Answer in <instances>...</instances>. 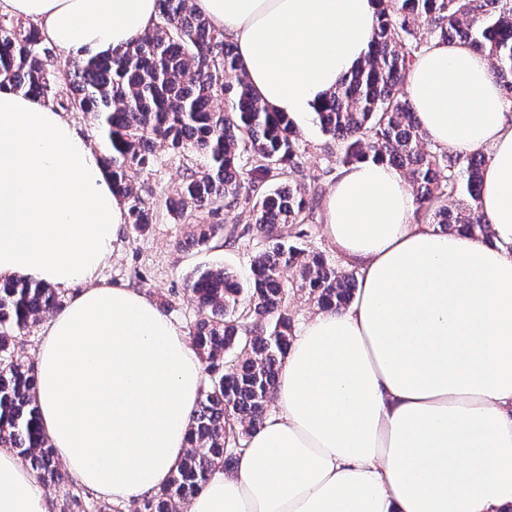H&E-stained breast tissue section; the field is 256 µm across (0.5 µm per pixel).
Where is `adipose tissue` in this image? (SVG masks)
I'll list each match as a JSON object with an SVG mask.
<instances>
[{
    "label": "adipose tissue",
    "instance_id": "adipose-tissue-1",
    "mask_svg": "<svg viewBox=\"0 0 512 512\" xmlns=\"http://www.w3.org/2000/svg\"><path fill=\"white\" fill-rule=\"evenodd\" d=\"M271 109L313 111L367 54L374 0H196ZM72 54L151 29L156 0H0ZM408 96L434 146L487 151L493 239L414 220L402 171L345 168L325 232L360 285L298 331L275 407L233 472L189 512H507L512 507V114L488 58L433 42ZM127 222L99 151L50 104L0 88V277L70 292L37 351L45 436L77 484L130 504L168 482L188 447L203 365L138 291L104 284ZM0 512H49L42 484L0 447Z\"/></svg>",
    "mask_w": 512,
    "mask_h": 512
}]
</instances>
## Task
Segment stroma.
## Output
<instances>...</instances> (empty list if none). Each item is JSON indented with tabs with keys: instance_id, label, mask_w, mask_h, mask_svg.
I'll list each match as a JSON object with an SVG mask.
<instances>
[{
	"instance_id": "obj_1",
	"label": "stroma",
	"mask_w": 512,
	"mask_h": 512,
	"mask_svg": "<svg viewBox=\"0 0 512 512\" xmlns=\"http://www.w3.org/2000/svg\"><path fill=\"white\" fill-rule=\"evenodd\" d=\"M296 125L301 134L304 168L307 173L319 176L320 195H328L342 169L336 157V146L322 132L314 114L297 120ZM189 232V227L166 215L142 233L125 228L111 262L101 273L103 280L147 296L157 293L167 296L172 303L169 317L179 326H187L194 317V309L185 282L193 269L228 266L243 274L248 271L253 254L252 239L248 236L231 247L215 242L201 249L179 248V241Z\"/></svg>"
}]
</instances>
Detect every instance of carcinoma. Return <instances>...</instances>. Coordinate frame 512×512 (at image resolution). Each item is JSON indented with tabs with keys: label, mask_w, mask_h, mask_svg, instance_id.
<instances>
[{
	"label": "carcinoma",
	"mask_w": 512,
	"mask_h": 512,
	"mask_svg": "<svg viewBox=\"0 0 512 512\" xmlns=\"http://www.w3.org/2000/svg\"><path fill=\"white\" fill-rule=\"evenodd\" d=\"M158 18L122 49L69 57L58 68L37 25L0 14V85L93 116L134 231L157 223L164 209L192 226L198 245L232 246L240 234L226 229L221 215L245 205L257 238L247 279L199 267L186 280L195 303L188 337L205 373L189 449L165 486L129 505L96 502L61 472L40 426L35 366L15 354L16 339L60 306V292L32 280H0V447L27 458L40 482L65 488L59 512H178L215 468L233 471L276 392L295 334L294 299L342 310L359 287L358 271L300 243L304 225L317 220L318 177L301 169L294 121L261 103L235 47L194 0H158ZM436 40L484 54L512 104V0H376L366 59L315 108L316 118L341 164L371 160L403 171L417 222L488 240L491 225L480 207L484 153L461 157L431 147L407 96L410 64ZM62 78L73 84L64 100L56 90ZM218 99L225 109L214 108ZM167 161L178 163L182 179L160 206L128 172H155ZM202 213L210 222L199 221Z\"/></svg>",
	"instance_id": "carcinoma-1"
}]
</instances>
